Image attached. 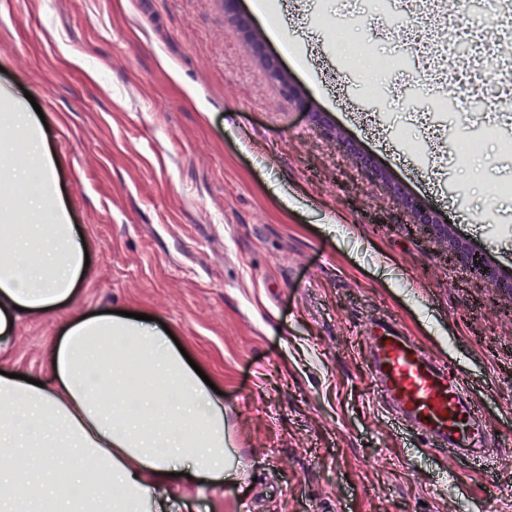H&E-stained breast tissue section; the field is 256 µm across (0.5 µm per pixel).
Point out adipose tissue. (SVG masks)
<instances>
[{
    "label": "adipose tissue",
    "mask_w": 512,
    "mask_h": 512,
    "mask_svg": "<svg viewBox=\"0 0 512 512\" xmlns=\"http://www.w3.org/2000/svg\"><path fill=\"white\" fill-rule=\"evenodd\" d=\"M0 179L37 181L23 197L0 191V334L22 313L70 298L84 255L59 195L35 117L0 113ZM51 379L0 374V512H165L180 474L233 478L224 457V402L156 325L109 313L69 324L51 348ZM99 484L83 502L64 487Z\"/></svg>",
    "instance_id": "ef3b65f1"
}]
</instances>
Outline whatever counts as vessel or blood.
<instances>
[{"instance_id": "vessel-or-blood-1", "label": "vessel or blood", "mask_w": 512, "mask_h": 512, "mask_svg": "<svg viewBox=\"0 0 512 512\" xmlns=\"http://www.w3.org/2000/svg\"><path fill=\"white\" fill-rule=\"evenodd\" d=\"M374 378L402 429L434 449L452 448L468 463L493 467L484 448L487 423L461 374L440 366L404 329L378 321L370 329Z\"/></svg>"}]
</instances>
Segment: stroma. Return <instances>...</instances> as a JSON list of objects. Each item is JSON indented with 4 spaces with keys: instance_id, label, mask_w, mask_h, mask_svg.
I'll return each instance as SVG.
<instances>
[{
    "instance_id": "stroma-1",
    "label": "stroma",
    "mask_w": 512,
    "mask_h": 512,
    "mask_svg": "<svg viewBox=\"0 0 512 512\" xmlns=\"http://www.w3.org/2000/svg\"><path fill=\"white\" fill-rule=\"evenodd\" d=\"M309 110L283 96L224 0H0V91L40 107L89 258L71 299L22 316L0 367L46 353L99 311L153 317L224 395L238 480L181 484L197 512H512V480L411 446L370 370L390 319L470 385L512 465V149H458L457 113L421 151L413 74L375 0H239ZM335 128L336 145L325 134ZM371 158L381 179L359 167ZM401 186L447 225L414 221ZM481 253L498 284L449 260Z\"/></svg>"
}]
</instances>
